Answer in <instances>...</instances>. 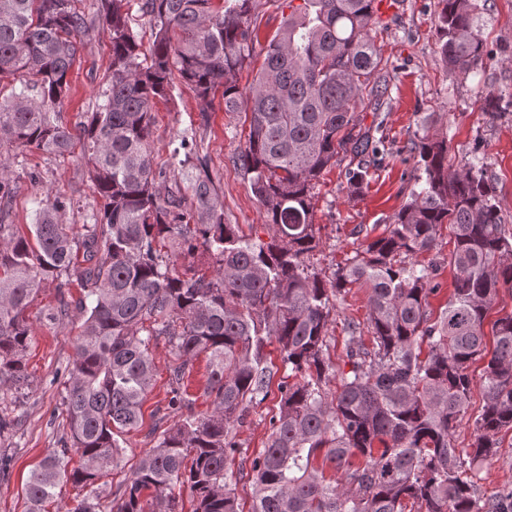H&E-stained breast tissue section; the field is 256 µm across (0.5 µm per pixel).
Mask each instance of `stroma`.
Instances as JSON below:
<instances>
[{"label": "stroma", "mask_w": 512, "mask_h": 512, "mask_svg": "<svg viewBox=\"0 0 512 512\" xmlns=\"http://www.w3.org/2000/svg\"><path fill=\"white\" fill-rule=\"evenodd\" d=\"M99 0H77L87 18L80 58L69 72L70 91L63 107L69 129L85 122L100 101L98 92L109 73L111 45L98 23ZM389 19L378 22L372 36L381 56L376 79L386 81L382 103L364 97L356 111L360 126L379 123L386 154L370 170L367 185L357 195L346 188L348 160L322 172L312 190V220L319 245L308 262L317 272L331 275L337 265L355 256L364 242L384 236L395 215L409 202L419 169L410 147L422 136L448 142V163L459 169L473 153L483 154L496 181L504 224L512 228V111L488 119L482 98L490 91L512 94V0H478L483 37L495 56L483 76L448 69L439 53L436 29L437 0H398ZM150 149L157 164H164L181 141L182 131L193 133L196 151L205 156L224 204V221L239 225L246 235L261 231L266 220L250 181L233 159L244 146L249 123L244 114H229L221 97H214L208 114H201L194 92L177 85L171 96L157 101L152 112ZM8 165L19 189L10 202L11 220L28 233L36 200L57 196L68 204L66 221L84 223L99 205L81 146L70 154L49 155L37 150L12 151ZM453 243L448 228H441L433 249L417 254L420 263H436L439 290L429 298L432 310L443 307L453 290L454 269L448 263ZM54 281H45L25 311L32 329L26 353L29 385L21 391H0V407L16 420L9 440L11 461L0 473V512H24L26 482L42 459L62 447L68 428L63 407L68 370L75 356L74 340L83 318L72 313L62 325L50 324L45 313L56 303ZM367 288L353 286L338 298L328 333L333 365L344 368L347 322L365 323ZM158 370L156 382L142 407V425L125 436L126 467L133 466L154 444L151 430L167 412V380L173 354L167 344L153 347ZM279 392L251 408L239 437L247 458L263 450L270 433L269 420L278 410ZM497 453L484 461L476 477L477 493L487 502L512 491V430L501 432Z\"/></svg>", "instance_id": "stroma-1"}]
</instances>
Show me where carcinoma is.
I'll use <instances>...</instances> for the list:
<instances>
[{
    "mask_svg": "<svg viewBox=\"0 0 512 512\" xmlns=\"http://www.w3.org/2000/svg\"><path fill=\"white\" fill-rule=\"evenodd\" d=\"M131 0H100L98 21L112 62L103 103L80 127L101 199L89 223H62L67 204L37 201L31 246L0 208V386L15 390L28 374L31 326L24 312L41 284L57 281L59 299L46 318L85 317L63 399L69 436L46 456L26 486L27 512H46L54 489L78 493L68 512H101L99 480L120 467L118 436L140 426L141 406L156 376L150 345L168 343L167 409L176 416L146 450L112 500V512H179L175 488L189 489L194 512H243L236 490L253 487L251 512H512L476 499L478 464L497 452V435L512 429V313L484 321L499 288H512V230L503 224L484 158L448 165V142L414 144L420 190L395 216L389 233L326 278L306 258L318 246L310 200L315 181L341 155L350 158L347 188L357 194L381 141L356 123L360 93L380 60L371 31L375 0H283L276 34L261 42L259 0H138L154 40L143 51ZM440 54L463 74L483 70L492 55L481 34L477 0H438ZM85 16L73 0H0V80L21 89L0 97V147L71 152L62 121L68 73L82 50ZM262 67L249 91L236 73L253 53ZM190 86L202 112L223 89L224 111L250 113L245 146L234 163L250 175L265 210L268 240L245 237L224 223V205L209 174L196 177L191 207L161 193L167 170L153 163L149 135L156 100L174 77ZM17 190L0 163V201ZM454 238L451 298L437 317V267L411 261L431 250L440 227ZM207 257L208 267L177 270L171 253ZM86 294L72 302L73 282ZM368 288V326H346L349 371L325 355L335 300ZM276 343L282 381L278 412L264 451L249 472L239 427L266 399L275 375L265 347ZM426 357H421L422 347ZM209 375L197 397L187 379L197 357ZM483 369V404L471 450L452 435L467 412L471 364ZM334 374L336 391L326 389ZM80 464L69 466L70 454ZM322 458V466L315 465ZM342 472L326 477L324 465Z\"/></svg>",
    "mask_w": 512,
    "mask_h": 512,
    "instance_id": "obj_1",
    "label": "carcinoma"
}]
</instances>
